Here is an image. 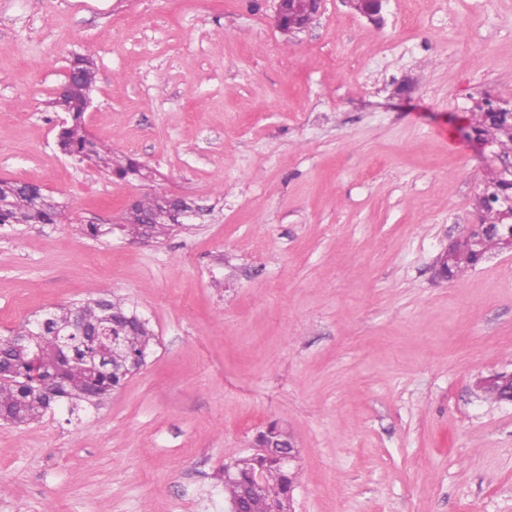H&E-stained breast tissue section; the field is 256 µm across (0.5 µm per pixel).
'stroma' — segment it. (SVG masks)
<instances>
[{
	"label": "stroma",
	"mask_w": 512,
	"mask_h": 512,
	"mask_svg": "<svg viewBox=\"0 0 512 512\" xmlns=\"http://www.w3.org/2000/svg\"><path fill=\"white\" fill-rule=\"evenodd\" d=\"M0 0V179L60 203L0 227V336L114 295L146 365L103 408L0 421V512H225V463L269 423L296 512H512V251L451 280L499 164L463 138L512 99V0ZM79 55L89 135L149 179L63 155L50 102ZM199 206L167 236L95 240L145 194ZM478 388L493 394L496 398L502 397L512 402V373L501 372L493 374L478 382ZM503 394V395H502Z\"/></svg>",
	"instance_id": "35a3bbf8"
}]
</instances>
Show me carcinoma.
Masks as SVG:
<instances>
[{
	"label": "carcinoma",
	"instance_id": "cac0c4a2",
	"mask_svg": "<svg viewBox=\"0 0 512 512\" xmlns=\"http://www.w3.org/2000/svg\"><path fill=\"white\" fill-rule=\"evenodd\" d=\"M96 83V71L89 58L76 57L68 76V92L54 100V104L69 115L58 133L60 150L79 158L100 157L104 147L89 138L83 125L87 101ZM474 131L479 139L498 148L505 157H512V109L491 112L481 109L476 113ZM106 168L119 178L140 172L133 160L127 163L103 160ZM162 196H145L130 205L125 213L129 235L134 238L158 239L169 234L174 225L165 220L145 224L142 217L155 212ZM476 203L483 212L481 224L496 226L509 223L501 207L488 202L479 193ZM59 205L38 184L22 185L16 181L0 180V225L55 224L59 219ZM500 247L496 235L485 232L480 240L465 235L454 246L456 262L449 269L453 278L485 261L491 250ZM103 310L92 300L80 305H61L33 319L21 323L8 336H0V353L12 356L14 374L0 383V408L8 410L11 423L28 425L46 413L41 397V385L60 375L64 383L54 406L66 411L72 418L98 410L133 375V361L149 353L155 340L149 323L143 321L126 302L117 297L106 299ZM82 317L88 324H102L119 328L120 348L112 353V360L102 365L94 363L86 342L74 334V321ZM18 336L28 337L26 350L14 348ZM258 470L263 471L262 486L252 503V512H272L288 496L294 486L295 473L273 458L260 453L236 459L233 478L248 480Z\"/></svg>",
	"mask_w": 512,
	"mask_h": 512
}]
</instances>
